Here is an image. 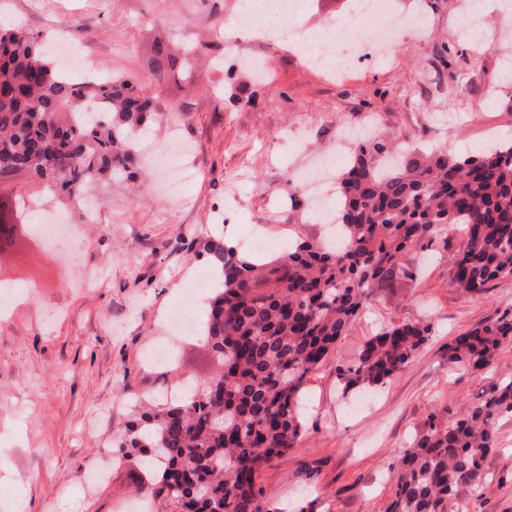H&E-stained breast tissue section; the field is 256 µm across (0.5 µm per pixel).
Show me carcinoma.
<instances>
[{"instance_id": "1", "label": "carcinoma", "mask_w": 512, "mask_h": 512, "mask_svg": "<svg viewBox=\"0 0 512 512\" xmlns=\"http://www.w3.org/2000/svg\"><path fill=\"white\" fill-rule=\"evenodd\" d=\"M153 52L160 82L176 57L160 41ZM154 114L138 82H76L36 37L0 30V181L23 173L69 201L104 176L128 177L132 137ZM338 183L339 248L303 240L260 262L209 244L218 284L204 336L216 370L193 397L142 412L125 441L161 512H274L256 473L297 447L308 375L361 319L376 286L408 277L407 253L459 224L450 285L471 296L512 277V142L455 156L444 145L422 155L365 141ZM430 336L417 321L378 329L338 369L342 394L386 385ZM511 345L506 312L456 336L448 365L481 372ZM509 417L512 381L493 384L461 419L427 423L399 459L387 512H470L461 491L482 496L497 424Z\"/></svg>"}]
</instances>
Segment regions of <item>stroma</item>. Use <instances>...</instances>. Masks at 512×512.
I'll use <instances>...</instances> for the list:
<instances>
[{
    "label": "stroma",
    "instance_id": "35a3bbf8",
    "mask_svg": "<svg viewBox=\"0 0 512 512\" xmlns=\"http://www.w3.org/2000/svg\"><path fill=\"white\" fill-rule=\"evenodd\" d=\"M239 0H0V30L22 28L51 46L71 40L103 74L135 78L155 96V108L192 143L199 167L189 203L171 209L161 177L107 180L93 190L96 220L72 211L73 237L48 242L27 236L0 254V282L29 287L0 319V512H123L145 480L118 463L133 405L161 402L185 376L210 375L213 361L198 336H183L178 360L144 362L164 336L162 315L181 304L189 283L209 269L207 246L238 247L261 230L283 247L290 233L320 236L308 198L288 182V140L303 133L311 153L335 155L336 131L376 113V136L410 139L419 152L445 145L456 154L479 145L487 128L512 141V84L501 77L512 41H493L474 60L456 26L464 0H391L397 11L426 23L424 36H403L395 51L373 59L342 86L311 69L285 42L256 35L224 42V24ZM349 0H309L285 19L314 28L345 16ZM163 39L178 57L156 82L151 45ZM264 59L270 82L246 69L216 67L229 51ZM296 203L272 217L275 198ZM0 196L22 199L18 220L33 224L56 203L41 184L17 177ZM460 242L451 232L409 253L415 279L379 286L363 320L340 339L306 383L302 436L293 450L259 471L257 483L275 512H387L392 476L409 438L427 423L461 418L489 384L512 379V351L490 370L448 366V344L460 333L512 311V277L478 295H460L448 269ZM405 320L432 325L433 336L408 367L372 391L358 409L342 396L336 369L353 363L380 326ZM501 450L484 465L479 512H512V420L499 423ZM106 471L94 490L90 473Z\"/></svg>",
    "mask_w": 512,
    "mask_h": 512
}]
</instances>
